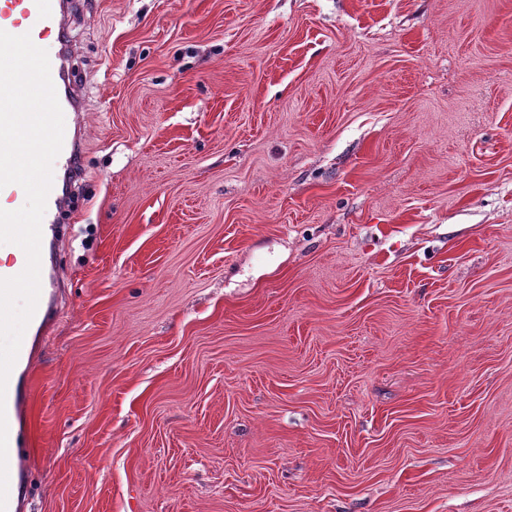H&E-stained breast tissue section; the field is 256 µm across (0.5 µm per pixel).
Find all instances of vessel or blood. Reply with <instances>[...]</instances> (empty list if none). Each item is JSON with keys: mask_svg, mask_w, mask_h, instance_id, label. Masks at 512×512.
<instances>
[{"mask_svg": "<svg viewBox=\"0 0 512 512\" xmlns=\"http://www.w3.org/2000/svg\"><path fill=\"white\" fill-rule=\"evenodd\" d=\"M77 0H0V30L13 35L29 34L34 44L53 39L58 47L50 55V75L61 106L79 112L83 102L78 96L76 80L69 68L70 45L65 37L66 17L76 7ZM79 164L78 134L65 129L62 149L53 172L54 181H68ZM63 204L57 190H50L42 220V244L58 242L56 215ZM41 291L32 317L36 335H43L55 310L60 293L59 277L53 271H41ZM34 344L22 340L11 370L5 394V414L8 430L7 469L8 491L6 512H29L30 468L26 463L31 453V436L26 425L28 402L31 397Z\"/></svg>", "mask_w": 512, "mask_h": 512, "instance_id": "1", "label": "vessel or blood"}]
</instances>
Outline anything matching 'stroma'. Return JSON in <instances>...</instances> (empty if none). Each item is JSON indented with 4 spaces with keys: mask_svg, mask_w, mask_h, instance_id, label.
Masks as SVG:
<instances>
[{
    "mask_svg": "<svg viewBox=\"0 0 512 512\" xmlns=\"http://www.w3.org/2000/svg\"><path fill=\"white\" fill-rule=\"evenodd\" d=\"M34 512H512V0H84Z\"/></svg>",
    "mask_w": 512,
    "mask_h": 512,
    "instance_id": "obj_1",
    "label": "stroma"
}]
</instances>
